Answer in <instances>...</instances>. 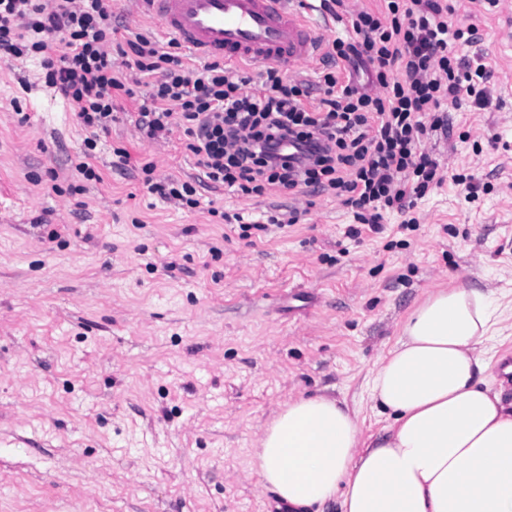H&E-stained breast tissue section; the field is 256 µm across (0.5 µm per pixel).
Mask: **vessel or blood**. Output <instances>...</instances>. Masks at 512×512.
I'll return each mask as SVG.
<instances>
[{"label":"vessel or blood","mask_w":512,"mask_h":512,"mask_svg":"<svg viewBox=\"0 0 512 512\" xmlns=\"http://www.w3.org/2000/svg\"><path fill=\"white\" fill-rule=\"evenodd\" d=\"M152 20L201 57L243 62L309 64L318 37L304 17L317 0H137Z\"/></svg>","instance_id":"b4317fda"}]
</instances>
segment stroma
Masks as SVG:
<instances>
[{"label": "stroma", "mask_w": 512, "mask_h": 512, "mask_svg": "<svg viewBox=\"0 0 512 512\" xmlns=\"http://www.w3.org/2000/svg\"><path fill=\"white\" fill-rule=\"evenodd\" d=\"M455 8L453 27H479L455 51L483 58L489 103L426 141L450 177L415 227L390 213L357 236L329 194L202 186L188 211L150 193L143 161L202 172L182 127L141 139L125 97L84 180L72 107L39 62L0 50V512H268L253 450L279 404L330 396L379 434L369 371L413 306L435 288L512 292V5ZM292 207L299 223H268Z\"/></svg>", "instance_id": "1"}]
</instances>
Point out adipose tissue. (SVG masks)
Here are the masks:
<instances>
[{
  "label": "adipose tissue",
  "mask_w": 512,
  "mask_h": 512,
  "mask_svg": "<svg viewBox=\"0 0 512 512\" xmlns=\"http://www.w3.org/2000/svg\"><path fill=\"white\" fill-rule=\"evenodd\" d=\"M503 320L480 290L432 291L371 372L383 435L364 439L335 398H289L255 450L258 483L296 512H512V407L483 350Z\"/></svg>",
  "instance_id": "adipose-tissue-1"
}]
</instances>
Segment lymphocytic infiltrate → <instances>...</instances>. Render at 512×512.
Masks as SVG:
<instances>
[{
    "mask_svg": "<svg viewBox=\"0 0 512 512\" xmlns=\"http://www.w3.org/2000/svg\"><path fill=\"white\" fill-rule=\"evenodd\" d=\"M453 11L440 0H386L381 12L351 11V33L327 44L331 66L314 86L266 65L252 89L223 60L193 68L179 41L136 34L125 65L152 81L137 128L161 141L182 126L186 151L213 187L259 196L272 188L330 193L359 223L381 231L383 210L409 213L430 185L443 183L424 149L442 128L443 112L466 96L483 101L475 82L485 79V64L462 66L452 49L477 29L452 28ZM118 32L106 0H0V50L40 59L47 85L91 130L88 152L97 134L111 130L117 95H135L112 63ZM338 61L365 65L378 92L342 77ZM315 86L322 97L310 108L305 101ZM154 171L153 162L141 166L148 190L187 209L199 206L194 182L161 181Z\"/></svg>",
    "mask_w": 512,
    "mask_h": 512,
    "instance_id": "obj_1",
    "label": "lymphocytic infiltrate"
}]
</instances>
